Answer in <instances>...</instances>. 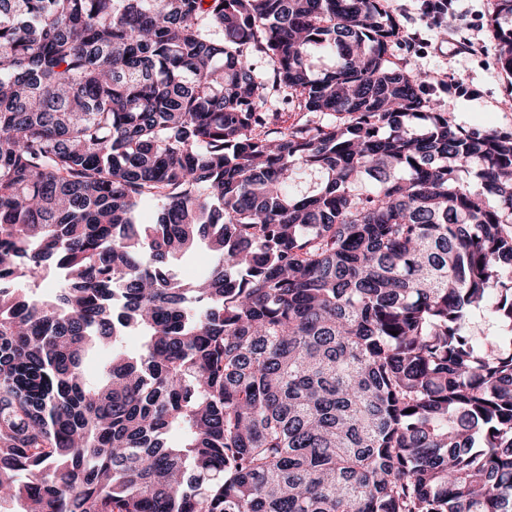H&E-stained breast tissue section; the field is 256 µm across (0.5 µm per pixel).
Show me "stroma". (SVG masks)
I'll list each match as a JSON object with an SVG mask.
<instances>
[{"label": "stroma", "mask_w": 512, "mask_h": 512, "mask_svg": "<svg viewBox=\"0 0 512 512\" xmlns=\"http://www.w3.org/2000/svg\"><path fill=\"white\" fill-rule=\"evenodd\" d=\"M492 0H457L453 27L477 43L470 54L457 53L443 29L429 24L417 0H383L405 31L394 50L407 69L428 75L425 92L451 108V121L463 127L512 129V81L496 60L490 25Z\"/></svg>", "instance_id": "1"}]
</instances>
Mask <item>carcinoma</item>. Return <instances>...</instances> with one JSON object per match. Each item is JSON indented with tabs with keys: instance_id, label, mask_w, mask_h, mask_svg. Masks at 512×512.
I'll use <instances>...</instances> for the list:
<instances>
[{
	"instance_id": "1",
	"label": "carcinoma",
	"mask_w": 512,
	"mask_h": 512,
	"mask_svg": "<svg viewBox=\"0 0 512 512\" xmlns=\"http://www.w3.org/2000/svg\"><path fill=\"white\" fill-rule=\"evenodd\" d=\"M402 39L383 0H0V512H512V130Z\"/></svg>"
}]
</instances>
